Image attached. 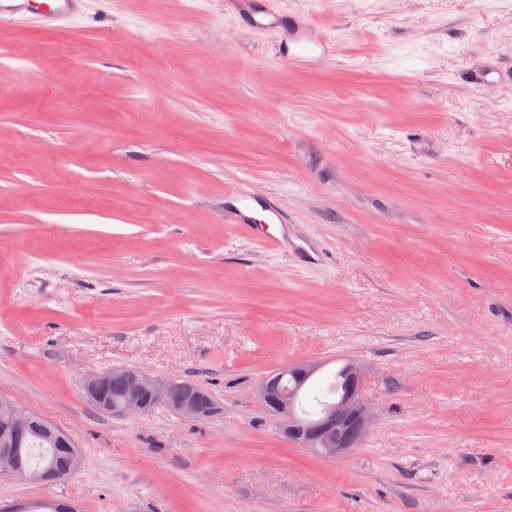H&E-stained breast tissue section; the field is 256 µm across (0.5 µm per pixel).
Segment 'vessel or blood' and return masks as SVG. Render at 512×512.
Returning a JSON list of instances; mask_svg holds the SVG:
<instances>
[{
	"instance_id": "vessel-or-blood-1",
	"label": "vessel or blood",
	"mask_w": 512,
	"mask_h": 512,
	"mask_svg": "<svg viewBox=\"0 0 512 512\" xmlns=\"http://www.w3.org/2000/svg\"><path fill=\"white\" fill-rule=\"evenodd\" d=\"M248 26L275 29L280 33L279 58L291 66H308L333 57L336 41L308 15H290L274 9L266 0H231ZM86 0H0V25L34 26L41 31L63 35L83 16ZM265 221H254L255 213ZM224 220L241 225L249 236L268 242L270 225H283L287 216L283 207L267 196H256L241 189L224 196Z\"/></svg>"
}]
</instances>
